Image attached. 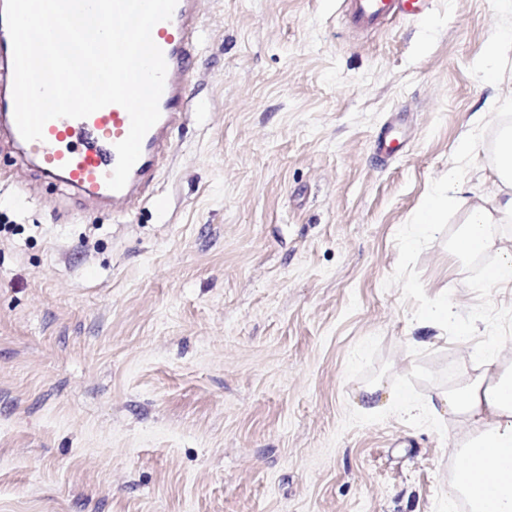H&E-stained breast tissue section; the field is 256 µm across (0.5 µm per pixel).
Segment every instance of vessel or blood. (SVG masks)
<instances>
[{
    "label": "vessel or blood",
    "mask_w": 512,
    "mask_h": 512,
    "mask_svg": "<svg viewBox=\"0 0 512 512\" xmlns=\"http://www.w3.org/2000/svg\"><path fill=\"white\" fill-rule=\"evenodd\" d=\"M435 0H342V18L354 37H365L385 28L395 18L423 20L430 16ZM201 0H178L171 20L157 23L152 38L167 63L160 118L142 140L141 156L122 190H111L107 179L118 155L117 143L130 130V116L120 105H107L88 117L49 120L42 139L24 140L14 118L13 45L0 20V142H7L16 159L44 182L74 192L91 209H106L122 215L148 194L158 171L168 158L172 135L191 107L190 86L193 51L201 39ZM402 121L393 118L380 129L373 150L385 160L404 146Z\"/></svg>",
    "instance_id": "b4317fda"
}]
</instances>
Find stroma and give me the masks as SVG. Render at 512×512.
Returning <instances> with one entry per match:
<instances>
[{"instance_id": "35a3bbf8", "label": "stroma", "mask_w": 512, "mask_h": 512, "mask_svg": "<svg viewBox=\"0 0 512 512\" xmlns=\"http://www.w3.org/2000/svg\"><path fill=\"white\" fill-rule=\"evenodd\" d=\"M165 211L86 210L0 152V512H464L466 428L362 410L473 375V344L385 288L395 234L512 97V0H436L366 39L338 0H204ZM493 74L484 78L482 67ZM410 132L382 162L395 112ZM488 144L458 228L504 196ZM428 297H477L443 237ZM403 128L400 118H392L380 129L373 143V150L379 160H386L398 153L404 146Z\"/></svg>"}]
</instances>
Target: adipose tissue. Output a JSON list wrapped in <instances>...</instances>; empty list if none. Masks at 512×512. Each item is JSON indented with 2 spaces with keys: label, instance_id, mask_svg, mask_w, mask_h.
Wrapping results in <instances>:
<instances>
[{
  "label": "adipose tissue",
  "instance_id": "1",
  "mask_svg": "<svg viewBox=\"0 0 512 512\" xmlns=\"http://www.w3.org/2000/svg\"><path fill=\"white\" fill-rule=\"evenodd\" d=\"M507 222L512 194L476 207L459 233L456 255L466 259L495 246L496 227ZM479 365L480 373L438 398L469 430L448 497L467 498L470 512H512V368L500 366L491 348L481 353Z\"/></svg>",
  "mask_w": 512,
  "mask_h": 512
}]
</instances>
